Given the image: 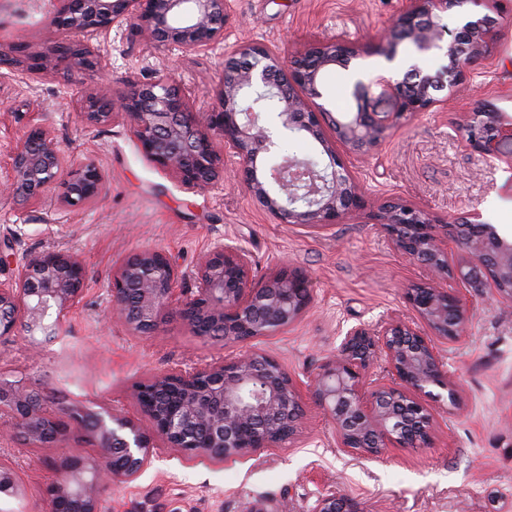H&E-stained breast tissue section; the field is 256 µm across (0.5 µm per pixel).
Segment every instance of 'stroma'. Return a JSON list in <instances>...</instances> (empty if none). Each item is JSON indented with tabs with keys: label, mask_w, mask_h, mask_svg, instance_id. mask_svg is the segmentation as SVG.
<instances>
[{
	"label": "stroma",
	"mask_w": 512,
	"mask_h": 512,
	"mask_svg": "<svg viewBox=\"0 0 512 512\" xmlns=\"http://www.w3.org/2000/svg\"><path fill=\"white\" fill-rule=\"evenodd\" d=\"M404 4L226 0L224 40L203 51L166 57L138 35L102 34L90 44L105 71L84 84L64 68L33 78L0 75V166L22 134L15 112H40L62 148L95 162L108 182L100 200L67 208L51 194L31 206L0 196V230L23 225L24 249L69 252L88 271L83 299L57 339L37 348L25 336L0 340V382L92 409L109 403L131 414L130 393L138 381L234 355V348L200 342L178 320L161 335L141 339L106 315L112 272L127 254L162 249L188 272L218 236L248 251L255 277L268 276L283 261L309 276V308L296 323L260 342L297 379L313 374L353 325L390 316L415 321L403 287L431 276L396 251L379 225L355 219L315 233L281 224L229 176L222 189L185 192L145 156L125 124L90 127L72 108L80 95L124 90L163 70L206 111L217 99L224 52L239 42H260L289 54L339 37L361 43ZM49 9V0H0V50L21 42L39 50L65 40L64 31L51 24ZM474 13L497 20L498 39L473 67L463 91L414 116L369 155L346 162L372 202L400 198L451 218L475 210L483 222L512 237V163L483 160L464 146L459 130L481 107L512 119V0L467 4L449 11L443 22L455 29ZM413 57L425 72L444 63L438 55L415 57L407 44L395 61L371 56L364 63L399 79ZM353 88L348 69L331 66L321 75L320 90L333 111L353 107ZM444 286L461 291L469 323L459 341L439 346L458 401L435 407L431 447L393 448L382 460H367L340 448L331 422L312 405L296 439L235 462L187 461L162 450L137 480L105 489L104 512H243L258 498H285L291 512H308L332 489L363 502L368 512H512V307L490 287L472 288L452 277ZM57 454L54 448L0 450L23 485L20 497L0 500V512H48L42 490L50 481L47 461Z\"/></svg>",
	"instance_id": "35a3bbf8"
}]
</instances>
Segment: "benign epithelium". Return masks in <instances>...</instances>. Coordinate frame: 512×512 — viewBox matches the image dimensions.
Masks as SVG:
<instances>
[{
	"mask_svg": "<svg viewBox=\"0 0 512 512\" xmlns=\"http://www.w3.org/2000/svg\"><path fill=\"white\" fill-rule=\"evenodd\" d=\"M465 0H406L405 7L366 45L339 38L312 43L284 55L266 45L242 42L224 54L217 105L200 112L190 93L165 74L110 97L89 96L76 108L88 125L122 119L145 155L168 170L187 192L214 189L224 181V158L236 164L238 180L256 204L282 224L316 231L340 224L368 206L360 182L337 146L362 156L421 112L447 102L497 40L496 20L477 16L451 30L442 15ZM53 24L91 38L126 31L159 51L192 53L224 39V0H53ZM403 43L419 52L436 51L447 63L435 74L417 68L392 81L382 75L358 80L355 108L333 112L319 90L330 65L350 67L365 53L393 59ZM97 54L81 42H59L48 53L17 45L0 53V67L20 74H51L64 64L76 82L95 75ZM381 88L374 95L372 87ZM272 103L282 125L321 147L318 167L290 159L266 162L275 147L266 111ZM22 138L8 151L0 170V191L33 205L59 189L63 206L91 203L107 192L104 172L93 162L75 161L61 149L39 112H20ZM467 148L485 160L509 156L512 119L489 107L478 109L461 128ZM392 244L436 278L453 277L477 288L491 284L512 303V240L474 211L455 220L395 198L372 210ZM24 230L0 235V338L59 335L68 312L81 302L88 274L63 251L21 248ZM465 242L468 261L448 265V241ZM193 288L178 287L184 279ZM419 323L388 318L372 327L346 330L307 382L253 347L263 337L297 321L312 302L308 276L284 263L265 278L251 274L242 248L213 239L194 270L179 271L165 252L144 249L126 256L112 272L110 313L135 336L159 335L174 319L203 342L241 345L249 350L204 366L174 368L134 385L138 415L109 404L92 410L54 402L38 389L0 383V442L25 449L64 448L50 461L54 478L45 489L50 512H102L105 484L135 481L164 449L184 459H241L264 448H279L302 430L307 403L330 419L340 447L368 460L390 448H429L434 416L428 402H456V389L438 349L456 341L467 325L460 294L429 283L403 289ZM385 365L387 383L366 387L367 374ZM90 442L100 449L88 457L76 448ZM0 489L17 497L14 468L0 462ZM244 512H287L286 504L258 499ZM311 512H365L341 491L320 495Z\"/></svg>",
	"mask_w": 512,
	"mask_h": 512,
	"instance_id": "benign-epithelium-1",
	"label": "benign epithelium"
}]
</instances>
